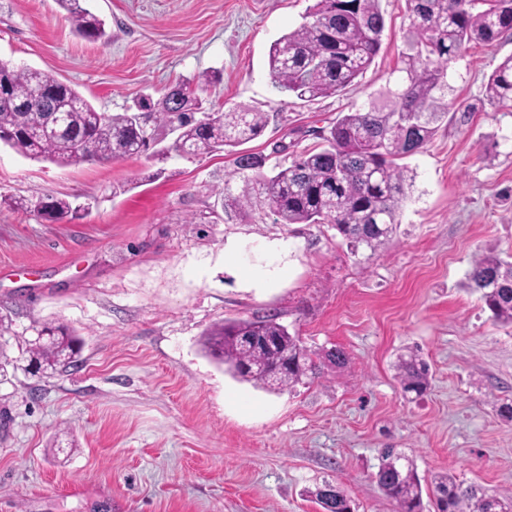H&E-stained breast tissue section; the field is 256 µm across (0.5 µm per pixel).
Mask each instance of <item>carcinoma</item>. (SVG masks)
<instances>
[{
    "mask_svg": "<svg viewBox=\"0 0 512 512\" xmlns=\"http://www.w3.org/2000/svg\"><path fill=\"white\" fill-rule=\"evenodd\" d=\"M65 19L82 38L102 40L105 23L83 5L84 0H57ZM409 36L403 53L402 88L387 91L383 102L342 112L324 137L326 146L306 152L271 175L266 158L244 153L237 169L250 171L232 192L224 184V206L232 210L269 207L283 224H333L353 251H376L397 227V216L412 187L398 160L421 151L450 112L477 108L512 109V55L488 76L479 104L446 105L448 65L471 43L491 44L512 34V0H406ZM386 19L380 0H316L297 29L270 46L269 71L274 87L303 98L334 95L355 83L380 50ZM8 97L0 99V143L17 154L76 166L92 161L122 160L147 153L165 134H176L171 149L208 154L259 137L268 125L264 112L245 108L209 109L206 123L196 119L204 102L202 87L215 83L214 73L199 75L165 89L155 100L144 96L125 111L106 115L54 75L0 61ZM64 131L47 136L50 115ZM39 214L61 220L75 212L62 198L34 205ZM464 288L480 294L494 320L512 326V261L478 255L466 274ZM28 350L36 371L64 370L81 350V340L64 325H43ZM203 349L233 377L281 391L298 383L315 367L299 337L266 316L223 322L208 332ZM397 377L402 391L424 394L430 366L418 351L399 357ZM375 480L399 512H423L421 480L408 455L385 448ZM438 512H512V494L466 485L450 473L431 479ZM325 512H354L352 500L339 487L313 492Z\"/></svg>",
    "mask_w": 512,
    "mask_h": 512,
    "instance_id": "carcinoma-1",
    "label": "carcinoma"
}]
</instances>
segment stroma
<instances>
[{"label": "stroma", "mask_w": 512, "mask_h": 512, "mask_svg": "<svg viewBox=\"0 0 512 512\" xmlns=\"http://www.w3.org/2000/svg\"><path fill=\"white\" fill-rule=\"evenodd\" d=\"M315 0H86L106 39L77 36L56 0H0V60L49 72L97 111L212 70L200 93L216 109L269 113L244 144L266 172L322 147L339 113L397 88L405 0H380L386 29L358 82L312 101L279 92L271 43ZM512 55V36L476 45L448 69L446 100L478 101ZM227 151L133 156L60 166L0 145V352L21 357L35 329L64 324L77 367L0 376V512H323L309 490L329 481L355 512H397L373 475L381 448L405 452L422 482L452 473L512 493V327L463 288L476 255L512 258V110L449 115L403 160L413 186L392 238L351 251L331 224H283L269 209L232 212L241 188ZM68 199L49 221L19 200ZM14 206H6V199ZM241 272L288 242L284 278L259 293ZM272 316L319 364L283 391L240 382L202 349L215 324ZM420 350L431 388L405 397L397 357Z\"/></svg>", "instance_id": "1"}]
</instances>
